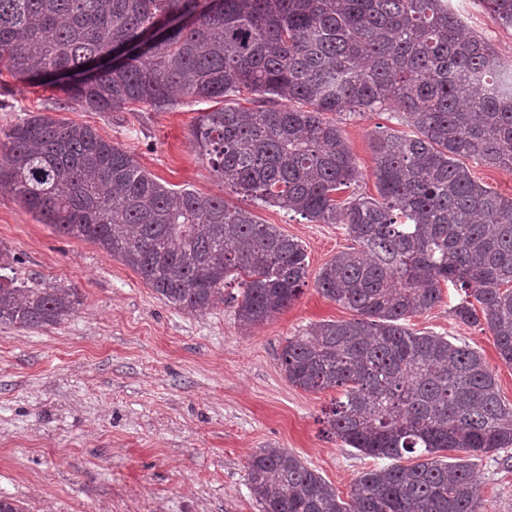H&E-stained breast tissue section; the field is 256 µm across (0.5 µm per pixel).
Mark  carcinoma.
Returning <instances> with one entry per match:
<instances>
[{
  "label": "carcinoma",
  "instance_id": "1",
  "mask_svg": "<svg viewBox=\"0 0 512 512\" xmlns=\"http://www.w3.org/2000/svg\"><path fill=\"white\" fill-rule=\"evenodd\" d=\"M483 2L512 27V0ZM2 69L93 112L246 89L260 106L197 118L201 155L234 191L344 226L352 246L316 286L356 318L308 325L278 361L290 384L340 392L332 435L390 464L344 500L294 453L262 448L248 465L259 512H488L473 460L512 449V407L469 345L405 324L449 284L462 292L450 314L485 326L512 365V197L461 162L512 171V66L462 34L448 0H0ZM276 98L299 107L262 106ZM387 110L409 131L374 139L378 197L336 199L359 169L326 114ZM0 186L187 313L234 286L239 320L260 325L309 278L297 241L222 197L166 187L90 125L38 115L0 130ZM78 305L69 288L0 275V325L56 326ZM405 455L416 462L397 464Z\"/></svg>",
  "mask_w": 512,
  "mask_h": 512
}]
</instances>
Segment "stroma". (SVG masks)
Here are the masks:
<instances>
[{
  "label": "stroma",
  "mask_w": 512,
  "mask_h": 512,
  "mask_svg": "<svg viewBox=\"0 0 512 512\" xmlns=\"http://www.w3.org/2000/svg\"><path fill=\"white\" fill-rule=\"evenodd\" d=\"M464 27L512 61V27L480 0H449ZM222 99L181 100L158 111L91 112L60 89L0 75V130L39 114L88 124L123 147L163 185L224 198L298 241L310 283L287 310L241 325L231 303L190 315L166 303L120 260L89 242L57 235L13 194L0 190V246L18 280L75 289L71 318L42 330L0 325V496L24 512H258L247 470L262 448L299 455L347 496L376 459L328 433L336 391L288 383L278 353L318 321L352 319L313 278L349 246L338 224H314L226 189L193 141L197 117ZM359 169L356 194L376 195L371 148L389 113L341 121ZM415 332L466 341L486 361L512 405V365L489 331L453 319L448 304L410 318ZM488 512H512V459L476 466Z\"/></svg>",
  "instance_id": "1"
}]
</instances>
